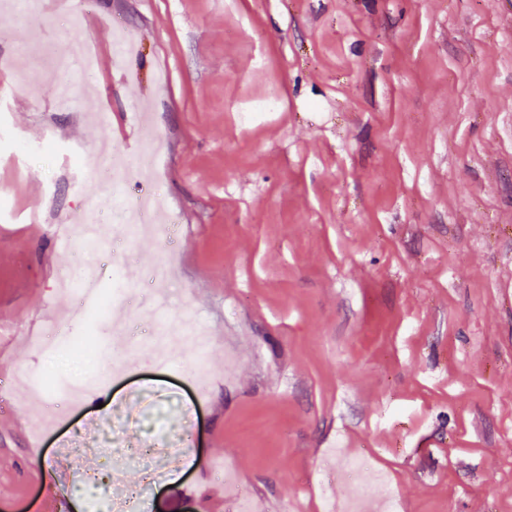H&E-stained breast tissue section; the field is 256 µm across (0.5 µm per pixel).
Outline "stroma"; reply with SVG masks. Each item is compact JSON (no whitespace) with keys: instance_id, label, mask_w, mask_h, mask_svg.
I'll return each instance as SVG.
<instances>
[{"instance_id":"35a3bbf8","label":"stroma","mask_w":512,"mask_h":512,"mask_svg":"<svg viewBox=\"0 0 512 512\" xmlns=\"http://www.w3.org/2000/svg\"><path fill=\"white\" fill-rule=\"evenodd\" d=\"M76 35L101 60L90 77L29 56ZM1 57L31 80L0 71V123L62 146L24 168L0 152V512H107L42 472L116 402L133 413L120 440L76 468L138 487L142 512H235L211 473L225 460L257 512H323L336 448L400 512H512V0H44L30 21L0 0ZM263 99L277 111L245 121ZM98 112L127 157L159 140L125 193L165 198L174 243L129 234L111 184L71 173ZM87 209L101 288L116 264L131 283L91 324L60 286L85 255L55 232ZM161 314L204 325L203 374L190 340L159 367ZM173 442L142 483L131 449Z\"/></svg>"}]
</instances>
